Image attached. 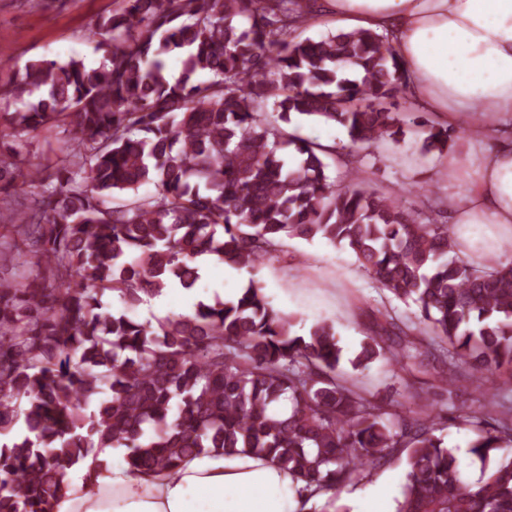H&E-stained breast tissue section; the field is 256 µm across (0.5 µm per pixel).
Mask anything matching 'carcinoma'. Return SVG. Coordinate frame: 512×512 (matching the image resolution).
Instances as JSON below:
<instances>
[{
    "label": "carcinoma",
    "instance_id": "1",
    "mask_svg": "<svg viewBox=\"0 0 512 512\" xmlns=\"http://www.w3.org/2000/svg\"><path fill=\"white\" fill-rule=\"evenodd\" d=\"M309 11L304 0H116L97 21L100 66L0 61V141L63 127L72 142L56 163L0 154V179L18 171L40 188L30 205H0V512H51L77 465L108 466L103 448L170 476L202 452L252 455L310 499L404 454L396 512H512L511 404L465 413L480 427L473 454L492 463L466 485L434 401L417 391L413 416L391 411L338 372L333 323L294 333L296 318L254 280L155 325L134 315L166 288H195L199 256L251 272L284 240L317 239L419 308L412 326L380 312L353 368L432 359L436 389L466 374L482 396L512 366V262H464L448 225L361 177L362 154L404 135L388 36L311 38ZM307 120L346 130L356 161L341 183L327 174L336 147L288 131ZM476 121L412 119L423 153L440 155Z\"/></svg>",
    "mask_w": 512,
    "mask_h": 512
}]
</instances>
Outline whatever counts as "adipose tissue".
<instances>
[{"instance_id":"1","label":"adipose tissue","mask_w":512,"mask_h":512,"mask_svg":"<svg viewBox=\"0 0 512 512\" xmlns=\"http://www.w3.org/2000/svg\"><path fill=\"white\" fill-rule=\"evenodd\" d=\"M325 16L386 34L411 96L442 123L481 112L466 157H442L479 169L468 194L450 203L448 220L470 261L511 260L497 241L512 236V0H317L308 19ZM298 489L287 472L254 456L202 453L173 478L131 469L120 451L111 468L71 482L52 512H290Z\"/></svg>"}]
</instances>
